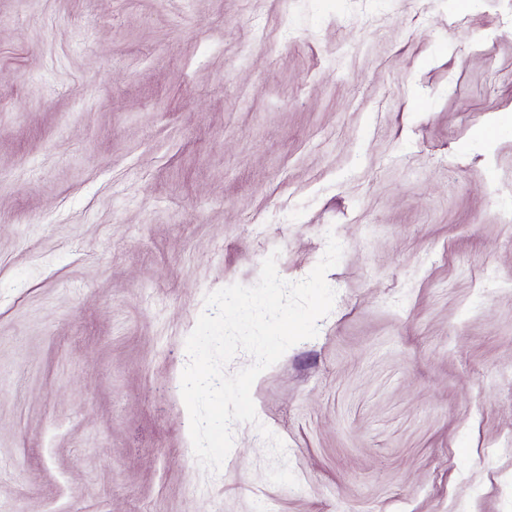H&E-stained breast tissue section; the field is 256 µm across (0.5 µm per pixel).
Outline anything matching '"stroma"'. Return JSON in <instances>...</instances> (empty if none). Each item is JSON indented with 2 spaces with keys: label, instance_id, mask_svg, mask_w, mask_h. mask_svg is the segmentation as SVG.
Instances as JSON below:
<instances>
[{
  "label": "stroma",
  "instance_id": "1",
  "mask_svg": "<svg viewBox=\"0 0 512 512\" xmlns=\"http://www.w3.org/2000/svg\"><path fill=\"white\" fill-rule=\"evenodd\" d=\"M508 119L512 0H0V512H512ZM330 232L206 471V295Z\"/></svg>",
  "mask_w": 512,
  "mask_h": 512
}]
</instances>
